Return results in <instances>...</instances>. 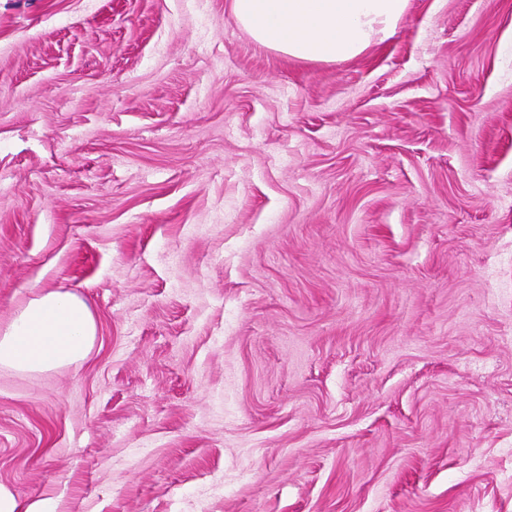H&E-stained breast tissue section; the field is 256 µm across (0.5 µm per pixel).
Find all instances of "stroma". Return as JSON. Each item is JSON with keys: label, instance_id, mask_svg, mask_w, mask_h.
Returning a JSON list of instances; mask_svg holds the SVG:
<instances>
[{"label": "stroma", "instance_id": "obj_1", "mask_svg": "<svg viewBox=\"0 0 512 512\" xmlns=\"http://www.w3.org/2000/svg\"><path fill=\"white\" fill-rule=\"evenodd\" d=\"M231 0H0V484L57 512H512V0L339 63ZM97 335L89 304L70 292L42 290L0 327V366L39 373L84 360Z\"/></svg>", "mask_w": 512, "mask_h": 512}]
</instances>
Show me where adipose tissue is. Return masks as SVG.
Wrapping results in <instances>:
<instances>
[{
	"label": "adipose tissue",
	"mask_w": 512,
	"mask_h": 512,
	"mask_svg": "<svg viewBox=\"0 0 512 512\" xmlns=\"http://www.w3.org/2000/svg\"><path fill=\"white\" fill-rule=\"evenodd\" d=\"M408 0H231L235 20L261 46L309 63L342 62L392 37ZM97 335L89 304L43 290L0 327V366L39 373L84 360Z\"/></svg>",
	"instance_id": "1"
}]
</instances>
